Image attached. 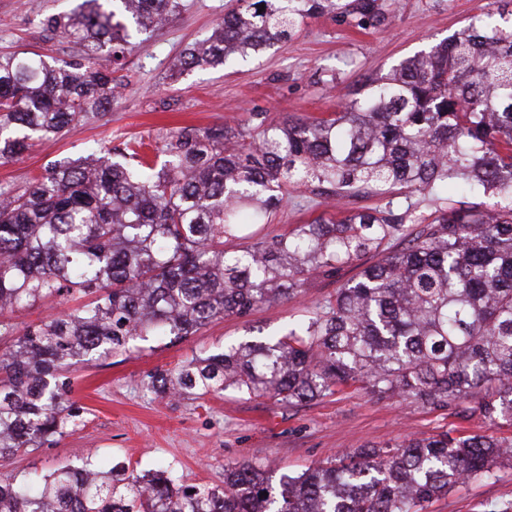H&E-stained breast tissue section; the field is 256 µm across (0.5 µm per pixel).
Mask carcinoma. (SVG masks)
<instances>
[{
  "label": "carcinoma",
  "instance_id": "carcinoma-1",
  "mask_svg": "<svg viewBox=\"0 0 512 512\" xmlns=\"http://www.w3.org/2000/svg\"><path fill=\"white\" fill-rule=\"evenodd\" d=\"M182 0H81L40 21L81 54L0 55V158L98 114L118 98L132 45ZM386 21L385 0H236L176 65L221 68L288 41L306 18ZM124 142L62 158L24 191L0 188V463L80 421L75 367L147 336L183 339L304 293L372 253L284 332L196 356L148 376L163 396L234 388L282 404L360 385L383 398L512 421V0L443 41L366 78L327 117L174 132L150 158ZM460 183V199L440 193ZM384 204L262 233L287 188ZM436 203L418 214L412 194ZM502 200L488 207L481 196ZM233 243V248L226 244ZM86 303L16 331L4 314L51 297ZM512 462V442L447 434L334 455L278 482L248 461L224 487L184 485L169 469L86 461L36 484L0 473V512H425L457 483Z\"/></svg>",
  "mask_w": 512,
  "mask_h": 512
}]
</instances>
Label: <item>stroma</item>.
I'll return each mask as SVG.
<instances>
[{"label": "stroma", "mask_w": 512, "mask_h": 512, "mask_svg": "<svg viewBox=\"0 0 512 512\" xmlns=\"http://www.w3.org/2000/svg\"><path fill=\"white\" fill-rule=\"evenodd\" d=\"M228 0H186V9L127 56L120 98L104 113L73 124L64 137H47L22 156L0 159V186L23 188L47 164L78 158L100 147L141 139L163 147L185 126H233L253 112L270 119L325 117L336 99L363 79L387 72L426 45L438 42L472 18L498 7V0H387L388 21L357 26L354 17L326 14L305 19L288 42L230 68L173 72L180 53L205 39L223 16ZM75 0H0V53L27 50L70 58L79 45L44 36V16L74 7ZM340 218L312 189H292L266 228L291 231L316 217ZM359 271L344 267L333 278H317L297 298L261 308L245 318L227 317L175 341L149 338L129 352L79 367L71 398L83 410L75 429L53 444L18 454L0 471L18 478L46 475L85 459L102 469L124 461L139 471L172 467L181 483L223 487L227 466L250 461L273 477L317 465L337 452L365 445L395 444L447 432L459 437L488 434L512 441V422L464 417L455 408L432 410L412 398L372 397L352 386L309 402L285 405L251 398L235 389L190 399L147 393L149 373L170 369L200 353L286 328L318 306ZM512 502V466L497 467L489 480H468L434 499L427 512H485Z\"/></svg>", "instance_id": "35a3bbf8"}]
</instances>
